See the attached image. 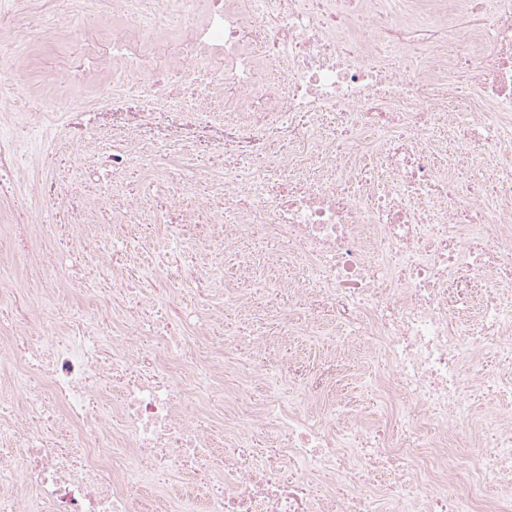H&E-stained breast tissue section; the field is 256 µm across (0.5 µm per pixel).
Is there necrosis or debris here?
Instances as JSON below:
<instances>
[{
    "label": "necrosis or debris",
    "mask_w": 512,
    "mask_h": 512,
    "mask_svg": "<svg viewBox=\"0 0 512 512\" xmlns=\"http://www.w3.org/2000/svg\"><path fill=\"white\" fill-rule=\"evenodd\" d=\"M113 0L119 19L90 58L109 76L94 104L19 113L0 94V178L27 202L0 204V512H512V495L488 500L495 472L512 470V0ZM0 14V54L19 55L35 26ZM190 31L164 65L141 49ZM137 98L144 113L176 109L196 121L224 104V123L258 115L255 140L282 138L279 154L224 152L213 176L234 242L251 254L249 288L225 292L208 318L174 294L197 277L211 225L206 205L174 208L96 193L70 221L44 226L51 191L44 163L10 131L47 133L65 111ZM333 116L325 131V116ZM64 134L70 157L94 153L99 182L158 160L179 168L180 191L197 176L195 151L158 146L138 127ZM469 157L468 167L456 159ZM103 235L85 238L97 209ZM163 214L166 253L142 261L133 225ZM88 275L59 312L73 251ZM287 263L291 281L274 268ZM480 285L476 323L457 316ZM292 291L280 332L314 326L331 310L340 354L369 346L385 370L376 419L337 415L317 386L285 391L255 357L266 337L211 331L229 311H252ZM493 352L496 371L475 369ZM266 394L254 399L253 382ZM267 432L276 448L255 450ZM480 449L463 468L454 439ZM465 494H457L458 485Z\"/></svg>",
    "instance_id": "4bbe7bcc"
}]
</instances>
